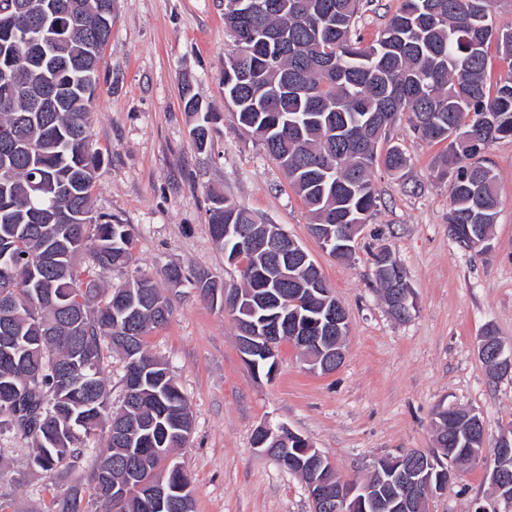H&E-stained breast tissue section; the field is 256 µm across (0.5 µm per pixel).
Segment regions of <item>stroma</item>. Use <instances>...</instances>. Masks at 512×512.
I'll list each match as a JSON object with an SVG mask.
<instances>
[{
  "label": "stroma",
  "mask_w": 512,
  "mask_h": 512,
  "mask_svg": "<svg viewBox=\"0 0 512 512\" xmlns=\"http://www.w3.org/2000/svg\"><path fill=\"white\" fill-rule=\"evenodd\" d=\"M357 31L374 41L402 0H362ZM225 0H112V35L103 50L91 116V140L103 156L93 187L96 213L127 225L133 261L100 269L113 288L168 267L241 281L206 221L219 192L261 224L284 228L321 268L349 317L346 356L336 371L309 372L290 343L272 376L254 373L239 349L232 316L185 284L164 285L168 325L147 348L166 362L193 413V434L176 460L191 478L195 512H312L301 478L259 453L253 435L284 425L330 457L345 480L363 479L383 459L435 444V414L446 407L481 415L488 442L512 427V374L493 379L478 341L493 328L512 341V138L485 153L497 178L500 208L486 253L463 248L448 233L450 179L438 172L445 147L421 141L407 121L388 140L405 153L403 176L375 167L379 202L341 260L322 251L311 217L279 164L240 130L224 102V58L233 40ZM190 80L205 111L215 113L211 141L198 149L184 109ZM391 248L415 308L394 318L375 278V258ZM106 432L70 469L32 463L33 442L0 422V512H58L79 495L84 512H103L91 488L96 450ZM492 497L481 468L461 471L428 512H474Z\"/></svg>",
  "instance_id": "1"
}]
</instances>
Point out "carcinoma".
<instances>
[{
    "instance_id": "cac0c4a2",
    "label": "carcinoma",
    "mask_w": 512,
    "mask_h": 512,
    "mask_svg": "<svg viewBox=\"0 0 512 512\" xmlns=\"http://www.w3.org/2000/svg\"><path fill=\"white\" fill-rule=\"evenodd\" d=\"M28 0H0V69L20 50L24 33L43 34L47 61L36 59L18 80L36 83L43 97L0 104V302L13 314L8 340L18 354L0 353V414L33 440L34 463L45 471L72 466L97 431L106 446L92 476L105 512H141V486L165 479L172 488L191 478L172 476L166 458L186 446L193 430L189 403L165 364L150 355L145 338L165 327L171 305L146 276L112 289L91 278L95 268H124L133 260V239L123 224L96 216L95 173L102 156L93 148L90 124L98 89L100 55L107 44L112 0H46L37 17ZM272 10L233 15L224 25L234 49L224 63L249 71L263 89L259 98L224 75V95L236 124L285 166L289 184L309 208L312 225L342 233L365 224L377 206L371 180L379 163L391 174L407 166L396 145L384 155L379 142L408 115L417 137L447 143L440 173L451 174L448 223L462 225L472 247L484 253L500 204L497 175L482 154L497 139L512 137V27L496 23L501 0H403L372 43L355 31L361 0H272ZM495 49L507 70L489 68ZM190 83L184 107L196 118L199 149L210 141L212 114L195 106ZM211 237L245 264L237 315L259 335L286 339L319 315L325 296L322 271L288 263L277 274L271 255L251 250L246 232L256 223L244 208L213 195L207 209ZM91 265L80 271L76 257ZM286 297L288 306L253 308L254 295ZM83 311L78 336L65 323ZM121 353L126 370L120 410L112 411L102 380L103 347ZM93 388L84 387L86 368ZM444 447L456 457L481 447L468 423L448 429ZM126 487L113 500L103 477Z\"/></svg>"
}]
</instances>
